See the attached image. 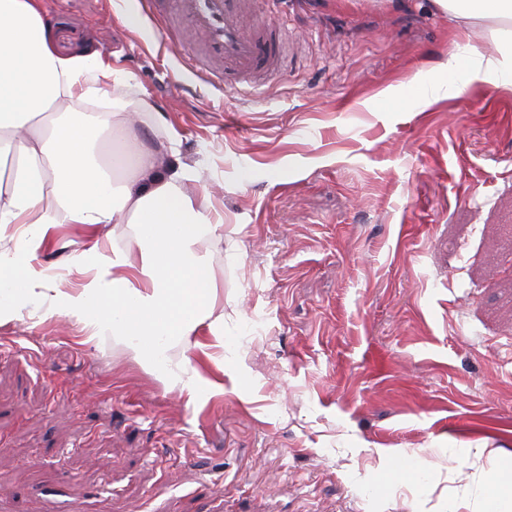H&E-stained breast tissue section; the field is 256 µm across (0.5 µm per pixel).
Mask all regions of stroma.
I'll use <instances>...</instances> for the list:
<instances>
[{
  "label": "stroma",
  "instance_id": "35a3bbf8",
  "mask_svg": "<svg viewBox=\"0 0 512 512\" xmlns=\"http://www.w3.org/2000/svg\"><path fill=\"white\" fill-rule=\"evenodd\" d=\"M41 2L60 54L130 74L182 160L223 180L224 233L197 247L226 343L169 357L238 384L192 403L76 319L0 322V512H483L497 478L512 495V86L446 69L493 52L489 32L432 0H255L286 39L256 96L200 81L163 7L132 30L110 0ZM88 242L57 225L32 263L80 287Z\"/></svg>",
  "mask_w": 512,
  "mask_h": 512
}]
</instances>
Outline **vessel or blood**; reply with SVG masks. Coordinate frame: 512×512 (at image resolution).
<instances>
[{"mask_svg":"<svg viewBox=\"0 0 512 512\" xmlns=\"http://www.w3.org/2000/svg\"><path fill=\"white\" fill-rule=\"evenodd\" d=\"M176 14L201 40L203 55L227 74L259 88L260 73L278 62L271 23L250 12L247 0H172Z\"/></svg>","mask_w":512,"mask_h":512,"instance_id":"vessel-or-blood-1","label":"vessel or blood"}]
</instances>
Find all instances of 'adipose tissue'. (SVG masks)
Wrapping results in <instances>:
<instances>
[{
	"instance_id": "adipose-tissue-1",
	"label": "adipose tissue",
	"mask_w": 512,
	"mask_h": 512,
	"mask_svg": "<svg viewBox=\"0 0 512 512\" xmlns=\"http://www.w3.org/2000/svg\"><path fill=\"white\" fill-rule=\"evenodd\" d=\"M458 26L482 25L495 46L512 47V0H433ZM127 74L106 68L94 54L71 58L50 47L49 27L37 0H0V229L18 225L17 245L0 247V319L39 307L43 318L73 317L91 337H121L135 356L190 401L217 387L195 370L165 363L170 345L193 340L200 352L207 329L223 342L224 319L213 309L214 282L195 244L199 233L224 231V218L204 190L197 167L179 158L171 128L158 148L127 155L134 178L116 175L101 147L144 115L124 101ZM52 113L43 131L38 121ZM58 224L95 231L105 224H137L135 249L91 244L74 258L86 276L63 287V274L35 268L30 244Z\"/></svg>"
}]
</instances>
